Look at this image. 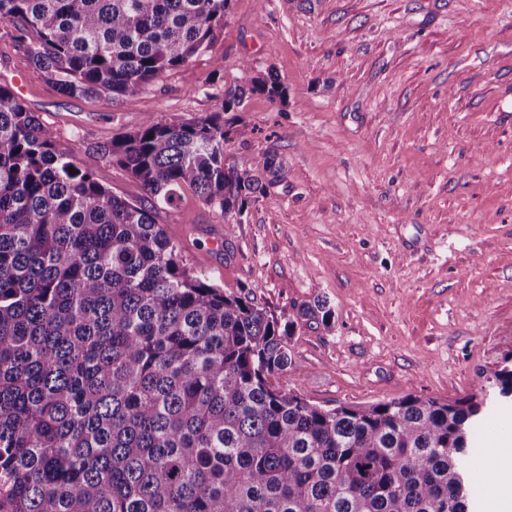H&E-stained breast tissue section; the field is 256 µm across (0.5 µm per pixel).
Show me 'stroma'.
Returning <instances> with one entry per match:
<instances>
[{"label":"stroma","mask_w":512,"mask_h":512,"mask_svg":"<svg viewBox=\"0 0 512 512\" xmlns=\"http://www.w3.org/2000/svg\"><path fill=\"white\" fill-rule=\"evenodd\" d=\"M12 30L0 22V82L57 149L217 113L249 130L225 140L228 162L260 175L275 156L277 178L242 217L186 187L155 218L224 292L256 288L278 316L333 308L331 326L298 324L287 388L324 408L453 400L512 353V0H232L206 49L124 104L66 96ZM267 73L284 100L224 111L225 88ZM77 163L143 199L98 155ZM492 408L474 449L512 484L497 465L512 457V403Z\"/></svg>","instance_id":"1"}]
</instances>
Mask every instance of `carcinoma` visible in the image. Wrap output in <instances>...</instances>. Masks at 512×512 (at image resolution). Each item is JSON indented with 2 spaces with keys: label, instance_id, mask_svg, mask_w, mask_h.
<instances>
[{
  "label": "carcinoma",
  "instance_id": "cac0c4a2",
  "mask_svg": "<svg viewBox=\"0 0 512 512\" xmlns=\"http://www.w3.org/2000/svg\"><path fill=\"white\" fill-rule=\"evenodd\" d=\"M232 0H0L31 65L73 98L132 101L206 48ZM283 94L269 74L224 90ZM217 116L95 146L135 204L55 147L0 83V512H469L486 395L315 405L278 379L301 320L188 268L156 223L187 186L241 216L261 177ZM512 398V353L487 377Z\"/></svg>",
  "mask_w": 512,
  "mask_h": 512
}]
</instances>
